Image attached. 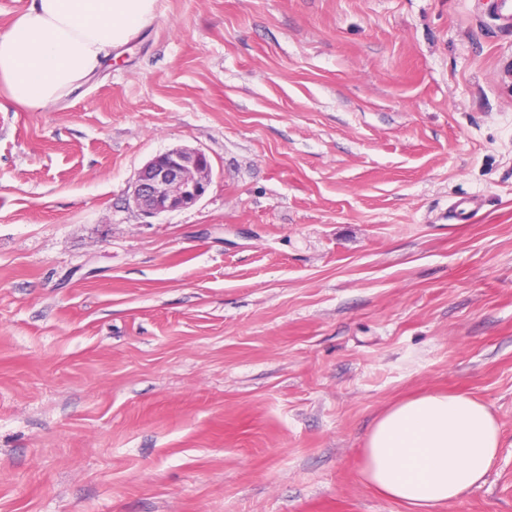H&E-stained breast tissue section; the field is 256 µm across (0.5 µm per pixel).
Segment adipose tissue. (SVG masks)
<instances>
[{"mask_svg": "<svg viewBox=\"0 0 512 512\" xmlns=\"http://www.w3.org/2000/svg\"><path fill=\"white\" fill-rule=\"evenodd\" d=\"M158 9L159 0H30L0 33V87L31 112L63 101ZM499 447L487 405L464 394L425 393L374 420L359 474L412 512H434L482 482Z\"/></svg>", "mask_w": 512, "mask_h": 512, "instance_id": "adipose-tissue-1", "label": "adipose tissue"}]
</instances>
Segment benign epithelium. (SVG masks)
<instances>
[{"mask_svg":"<svg viewBox=\"0 0 512 512\" xmlns=\"http://www.w3.org/2000/svg\"><path fill=\"white\" fill-rule=\"evenodd\" d=\"M211 181L212 165L204 151L172 149L140 169L131 199L142 215L155 217L195 204Z\"/></svg>","mask_w":512,"mask_h":512,"instance_id":"7a95c632","label":"benign epithelium"}]
</instances>
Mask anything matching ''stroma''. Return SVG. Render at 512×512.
Listing matches in <instances>:
<instances>
[{
  "instance_id": "35a3bbf8",
  "label": "stroma",
  "mask_w": 512,
  "mask_h": 512,
  "mask_svg": "<svg viewBox=\"0 0 512 512\" xmlns=\"http://www.w3.org/2000/svg\"><path fill=\"white\" fill-rule=\"evenodd\" d=\"M502 0H160L68 99L0 91V512H409L359 477L431 390L512 512V24ZM210 158L146 217L137 172ZM211 181L212 165L204 151L172 149L140 169L131 199L142 215L155 217L195 204Z\"/></svg>"
}]
</instances>
